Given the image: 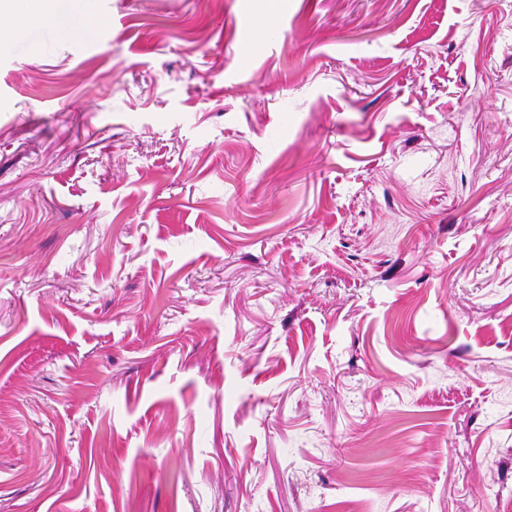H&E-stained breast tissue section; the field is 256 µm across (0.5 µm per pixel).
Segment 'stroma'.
Listing matches in <instances>:
<instances>
[{"label": "stroma", "instance_id": "1", "mask_svg": "<svg viewBox=\"0 0 512 512\" xmlns=\"http://www.w3.org/2000/svg\"><path fill=\"white\" fill-rule=\"evenodd\" d=\"M0 45V512H512V0H100ZM41 4L40 14L48 19L62 38H74L92 31L97 15L95 0H32Z\"/></svg>", "mask_w": 512, "mask_h": 512}]
</instances>
